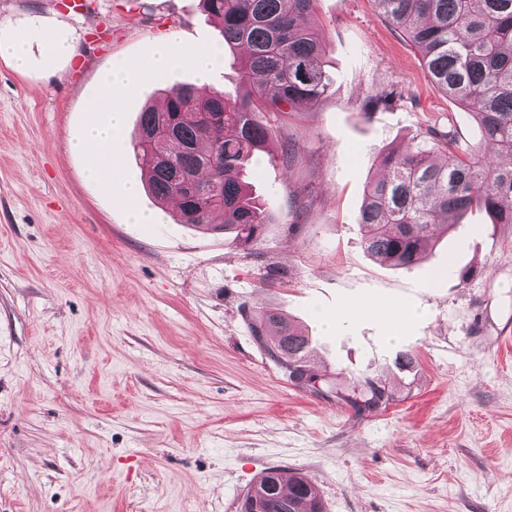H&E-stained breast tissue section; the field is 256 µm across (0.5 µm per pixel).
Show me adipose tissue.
Here are the masks:
<instances>
[{
	"label": "adipose tissue",
	"mask_w": 512,
	"mask_h": 512,
	"mask_svg": "<svg viewBox=\"0 0 512 512\" xmlns=\"http://www.w3.org/2000/svg\"><path fill=\"white\" fill-rule=\"evenodd\" d=\"M182 57L198 71L200 77H208L211 71L219 69L224 64V50L220 47L191 48L179 42L165 43L158 47L148 63L149 68L162 69L167 67L174 57ZM136 73L132 64H124L111 70L104 78L106 93L99 102L97 109L111 115L109 124L90 127L85 137L72 143L71 148L76 152L92 153V163L88 169L90 178L112 182V141L118 135L121 127V111L112 101V91L128 85Z\"/></svg>",
	"instance_id": "ef3b65f1"
}]
</instances>
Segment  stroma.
<instances>
[{
	"instance_id": "1",
	"label": "stroma",
	"mask_w": 512,
	"mask_h": 512,
	"mask_svg": "<svg viewBox=\"0 0 512 512\" xmlns=\"http://www.w3.org/2000/svg\"><path fill=\"white\" fill-rule=\"evenodd\" d=\"M83 2L0 0L1 34L38 25L76 47L33 40L23 70L0 58V512H237L271 467L312 478L323 512H512V224L472 212L408 271L367 256L357 222L382 153L430 128L479 146L471 112L374 0H317L328 88L259 113L270 154L244 179L267 223L246 245L147 190L122 197L146 169L140 112L197 81L184 59L118 94L111 188L70 148L113 66L170 38L221 45L219 28L199 0ZM157 209L153 229L129 220ZM261 309L308 331L316 373L372 379L389 404L358 414L288 383L247 325Z\"/></svg>"
}]
</instances>
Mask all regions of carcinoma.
Instances as JSON below:
<instances>
[{"mask_svg": "<svg viewBox=\"0 0 512 512\" xmlns=\"http://www.w3.org/2000/svg\"><path fill=\"white\" fill-rule=\"evenodd\" d=\"M317 0H200L218 20L224 45L240 46L237 60L248 96L205 93L191 84L169 90L158 106L139 113L133 149L151 159L146 187L162 204L178 201L183 224L210 227L252 243L266 215L240 178L267 152L269 127L257 112H286L326 92L325 35L309 24ZM416 47L429 80L475 117L484 150L458 142L452 131L429 130L401 151L379 159L382 175L369 182L357 221L375 260L410 269L421 264L436 231H456L468 211L484 210L494 224H512V0H374ZM160 134V152L141 143ZM252 336L293 385L313 388L308 336L287 317L263 311L249 317ZM355 411L386 405L391 395L368 380L347 395ZM265 471L251 486L261 512H318L315 483Z\"/></svg>", "mask_w": 512, "mask_h": 512, "instance_id": "cac0c4a2", "label": "carcinoma"}]
</instances>
